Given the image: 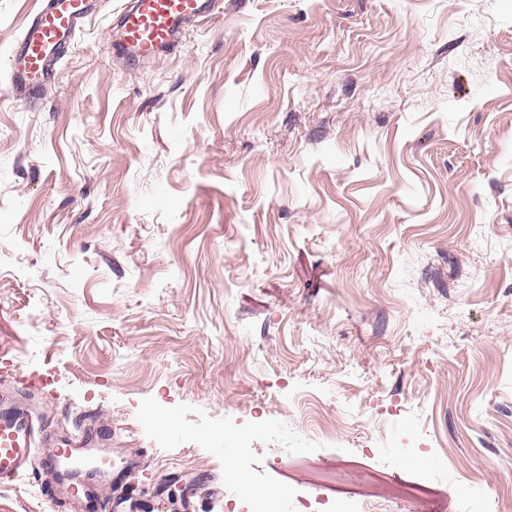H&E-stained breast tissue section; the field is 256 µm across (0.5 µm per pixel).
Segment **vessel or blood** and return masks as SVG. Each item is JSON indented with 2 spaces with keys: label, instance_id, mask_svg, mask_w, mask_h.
I'll use <instances>...</instances> for the list:
<instances>
[{
  "label": "vessel or blood",
  "instance_id": "b4317fda",
  "mask_svg": "<svg viewBox=\"0 0 512 512\" xmlns=\"http://www.w3.org/2000/svg\"><path fill=\"white\" fill-rule=\"evenodd\" d=\"M96 0H42L22 35L0 66L9 87L17 93L34 95L49 79L47 62L62 57L75 43L81 25L96 10ZM213 8L211 0H130L119 15L121 49L146 60L173 46L183 26L202 18ZM35 425L32 412L15 394L0 395V477H20L33 468ZM112 437L111 428L91 432L83 428L54 444L48 455L50 468L67 478L64 490L44 483L41 493L57 506L80 501L81 512H105L108 501L90 491L88 478L103 477L109 484L129 483L140 467L132 458L113 465L103 441Z\"/></svg>",
  "mask_w": 512,
  "mask_h": 512
}]
</instances>
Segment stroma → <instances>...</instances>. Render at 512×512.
Listing matches in <instances>:
<instances>
[{
	"mask_svg": "<svg viewBox=\"0 0 512 512\" xmlns=\"http://www.w3.org/2000/svg\"><path fill=\"white\" fill-rule=\"evenodd\" d=\"M123 2L0 72V382L143 456L112 512L512 502V0H215L145 61Z\"/></svg>",
	"mask_w": 512,
	"mask_h": 512,
	"instance_id": "1",
	"label": "stroma"
}]
</instances>
